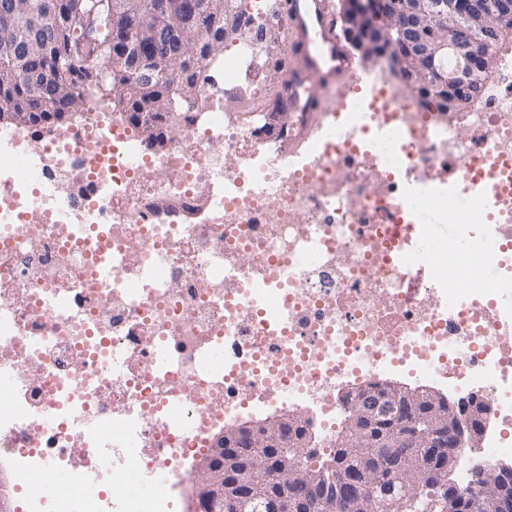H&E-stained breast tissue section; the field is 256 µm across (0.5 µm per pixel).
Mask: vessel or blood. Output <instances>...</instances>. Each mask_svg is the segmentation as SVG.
<instances>
[{
	"mask_svg": "<svg viewBox=\"0 0 512 512\" xmlns=\"http://www.w3.org/2000/svg\"><path fill=\"white\" fill-rule=\"evenodd\" d=\"M285 52L280 90L283 111H303L307 122L332 111L337 99L367 73L336 36L327 0H280Z\"/></svg>",
	"mask_w": 512,
	"mask_h": 512,
	"instance_id": "vessel-or-blood-1",
	"label": "vessel or blood"
}]
</instances>
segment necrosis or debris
I'll return each instance as SVG.
<instances>
[{
  "label": "necrosis or debris",
  "instance_id": "necrosis-or-debris-1",
  "mask_svg": "<svg viewBox=\"0 0 512 512\" xmlns=\"http://www.w3.org/2000/svg\"><path fill=\"white\" fill-rule=\"evenodd\" d=\"M388 72L322 115L290 166L248 120L265 69L247 43L170 114L163 150L98 103L37 136L0 131V498L172 512L226 423L292 404L330 433L337 389L385 369L494 400L500 427L460 450L458 488L475 463L512 457L503 314L456 248L435 288L399 235L460 168L454 196L487 184L495 208L439 206L469 236L497 225L501 243L478 260L512 270V58L474 112L420 111ZM161 469L168 488L134 489Z\"/></svg>",
  "mask_w": 512,
  "mask_h": 512
}]
</instances>
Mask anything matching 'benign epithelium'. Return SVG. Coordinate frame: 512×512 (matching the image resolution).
I'll list each match as a JSON object with an SVG mask.
<instances>
[{"label":"benign epithelium","mask_w":512,"mask_h":512,"mask_svg":"<svg viewBox=\"0 0 512 512\" xmlns=\"http://www.w3.org/2000/svg\"><path fill=\"white\" fill-rule=\"evenodd\" d=\"M511 18L512 0H497L491 8L486 0H342L344 30L360 60L367 65L380 58L376 47L384 43L397 46L398 52L389 59L393 75L413 90L430 85L444 112L468 109L474 97L486 89L493 73L494 58L477 49L470 33L475 29L494 30ZM112 36L125 39L127 49L141 56V70L147 80L153 78L160 62L176 70L186 57L200 66L211 60V56L199 52L203 32L162 18L129 36L114 26ZM189 38L191 47L187 46ZM258 117L264 130L287 127L288 114L284 112H260ZM352 396L356 405L349 429L357 438L368 424L384 419L407 425L420 408H425L426 429L416 430L413 441L445 458L449 469L456 464L459 443L478 447L492 412L491 404L479 393L450 400L429 388L411 389L394 381H371L355 388ZM308 422L307 414L288 412L267 421L225 426L196 465V496L211 512H224L227 507L236 512H263L264 503L250 489L267 483L266 470L272 468L280 488L279 512H302V499L288 492L295 481L288 461L275 464L261 458L263 473L257 476L248 468L238 470V460L230 449L248 439L270 448H295L308 455L315 448ZM400 438L399 428L393 427L373 442L360 441V447L377 455L400 446ZM411 472L419 481L431 477L429 463L421 458L408 468H400V480H406ZM381 476L378 470L362 472L357 499L362 512L395 509L393 505L384 507L372 496ZM474 480L481 491L471 500L456 504L459 512H512V462L480 467L474 472Z\"/></svg>","instance_id":"7a95c632"}]
</instances>
